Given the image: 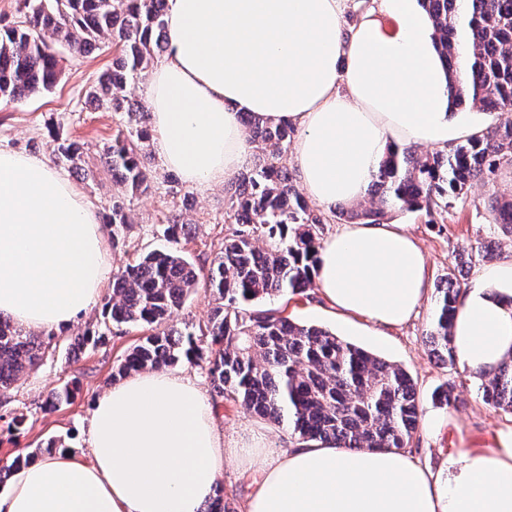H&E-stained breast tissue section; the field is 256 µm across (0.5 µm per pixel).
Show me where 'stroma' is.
Here are the masks:
<instances>
[{
	"label": "stroma",
	"mask_w": 512,
	"mask_h": 512,
	"mask_svg": "<svg viewBox=\"0 0 512 512\" xmlns=\"http://www.w3.org/2000/svg\"><path fill=\"white\" fill-rule=\"evenodd\" d=\"M62 76L47 92L18 101L0 102V147L24 154L52 159L50 130L82 145L76 166H59L78 191L93 205L98 217L112 211L113 196H121L131 224L125 240L109 249L113 270H121L139 253L167 248L162 234L168 215L181 214L193 229L192 239L182 246L196 263L213 260L224 241V208L227 192L223 187L200 189L188 186L180 175L152 156L149 166L150 188L142 194H130L114 185L111 173L102 165L103 150L113 137L129 128L127 113L86 102V92L98 76L111 66L116 47L104 38L99 50L81 56L66 47L57 49ZM93 170L94 179H85L81 170ZM512 196V168L502 170L494 179L480 182L451 207L426 213L394 211L386 223L400 224L412 233L427 258L430 285L453 273L456 258L473 248L475 265H482L512 254V237L494 224L484 202L493 196ZM271 307L284 308L294 321L326 327L343 339L362 347L405 369L414 379L422 419L414 437L413 452L421 463L437 468L448 452L457 448L483 449L490 446L500 429L512 426V413L486 405L481 384L460 365H446L430 357L425 333L433 318L436 297L428 295L417 314L405 325L376 331L362 318L346 322L317 288L307 289L290 301L274 299ZM101 307L80 315L61 332L55 351L15 384L7 399H0V462L19 452H27L56 441L59 449L88 458L87 428L96 398L112 383V367L135 343L140 333L126 329L110 334L104 345L81 354L71 352L68 337L86 328L99 326ZM79 386L74 400L55 412L43 409L47 394L71 380ZM451 390L456 401L445 405L442 390ZM211 403L223 435L224 445L259 444L266 448H284L295 437L287 427L252 416L240 403L224 399L210 391ZM26 414L21 432H9L10 413Z\"/></svg>",
	"instance_id": "35a3bbf8"
}]
</instances>
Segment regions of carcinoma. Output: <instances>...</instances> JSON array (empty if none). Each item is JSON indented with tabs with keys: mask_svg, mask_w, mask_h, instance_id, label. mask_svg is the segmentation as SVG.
Returning a JSON list of instances; mask_svg holds the SVG:
<instances>
[{
	"mask_svg": "<svg viewBox=\"0 0 512 512\" xmlns=\"http://www.w3.org/2000/svg\"><path fill=\"white\" fill-rule=\"evenodd\" d=\"M445 58L454 108L465 105L497 114V122L431 154L395 149L371 174L370 204L341 208L328 218L311 208L293 184L287 152L294 128L247 122L260 154L234 177L224 210V243L208 272L178 250H152L113 276L102 308L103 329L74 339H105L111 327L143 333L118 360L112 378L187 363L206 370L224 399L257 417L288 423L303 441L331 440L338 448L393 450L412 447L420 406L403 368L318 325L301 324L267 298L297 294L314 284L319 240L329 221L379 224L395 209L431 212L449 199L512 166V0H420ZM165 0H22V19L0 28V100L15 101L51 90L61 69L55 46L86 54L106 36L119 46L112 68L87 92L97 105L135 117L103 154L115 184L131 193L149 188L146 143L148 107L125 95L130 77L147 72L168 49ZM55 159L70 164L80 146L50 131ZM486 209L512 234V198L491 197ZM112 243L129 224L123 202H112ZM190 234L180 216L168 218L163 236L174 244ZM215 296L208 321L182 330L167 326L199 282ZM461 287L457 278L437 288L427 331L430 354L453 365L451 322ZM53 332L25 331L0 317V396L40 364L55 347ZM77 387L50 391L44 409L69 404ZM483 400L512 411V360L482 383Z\"/></svg>",
	"mask_w": 512,
	"mask_h": 512,
	"instance_id": "1",
	"label": "carcinoma"
}]
</instances>
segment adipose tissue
Instances as JSON below:
<instances>
[{
  "label": "adipose tissue",
  "mask_w": 512,
  "mask_h": 512,
  "mask_svg": "<svg viewBox=\"0 0 512 512\" xmlns=\"http://www.w3.org/2000/svg\"><path fill=\"white\" fill-rule=\"evenodd\" d=\"M348 0H166L168 53L145 88L158 155L192 187L223 183L250 153L243 116L297 132L291 162L331 207L367 193L388 150L441 146L476 126L453 108L419 0H378L344 30ZM395 22L386 30L383 21ZM107 229L47 159L0 149V315L69 326L110 280ZM316 284L343 314L405 324L428 293L427 263L398 224H346L318 249ZM473 375L512 359V257L482 265L452 325ZM71 452L16 472L0 512H200L236 460L260 477L241 512H512V427L437 470L403 451L311 441L226 450L211 404L184 372L113 383Z\"/></svg>",
  "instance_id": "obj_1"
}]
</instances>
